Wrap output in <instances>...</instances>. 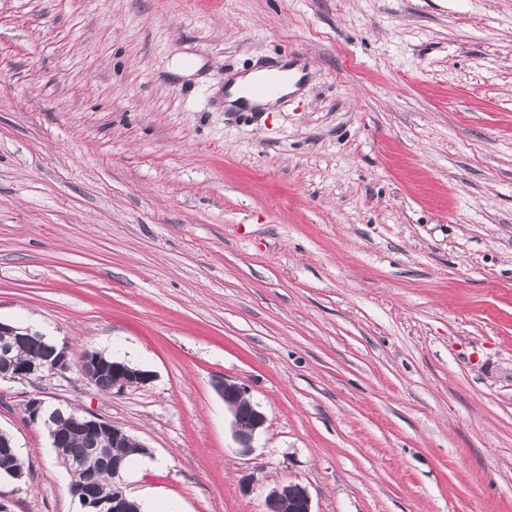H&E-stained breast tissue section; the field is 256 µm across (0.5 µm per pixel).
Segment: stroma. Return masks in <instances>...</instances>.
<instances>
[{"mask_svg":"<svg viewBox=\"0 0 512 512\" xmlns=\"http://www.w3.org/2000/svg\"><path fill=\"white\" fill-rule=\"evenodd\" d=\"M284 56L296 91L228 107ZM0 321L152 375L0 383L12 512H82L36 394L179 512H512V0H0ZM101 358L102 355L97 352L87 353L79 369L85 380L98 388L100 385L103 392L111 391L112 394L122 393L129 387L144 385L152 379L150 373L136 368L125 361H114L112 358V377L109 371H104L100 375L98 383L96 370ZM214 387L231 411L232 437L238 452L248 454L266 424L264 411L251 399L247 386L224 378L216 380ZM28 408H29V414L30 418L29 421L31 423H38L42 421L45 426L48 429L49 438L51 440L52 447L55 448L58 439L56 433L52 430L50 427L49 421L51 418H53L56 415L62 414L64 411H67V409H64L62 407H48L45 400L39 398V397H33L28 401ZM265 512H312L310 494L298 483L277 485L266 495Z\"/></svg>","mask_w":512,"mask_h":512,"instance_id":"1","label":"stroma"}]
</instances>
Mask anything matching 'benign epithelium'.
I'll use <instances>...</instances> for the list:
<instances>
[{
    "label": "benign epithelium",
    "instance_id": "7a95c632",
    "mask_svg": "<svg viewBox=\"0 0 512 512\" xmlns=\"http://www.w3.org/2000/svg\"><path fill=\"white\" fill-rule=\"evenodd\" d=\"M11 337V343L0 347V380L24 381L45 374L63 375L71 369L70 348L67 343L52 344L54 362L47 364L40 359L19 360L13 355V348L27 343L33 333L30 328L3 323L0 321V337ZM102 358L97 352L86 354L80 364V372L85 380L98 385L96 370ZM152 375L136 368L125 361L112 362V385L110 391L121 393L129 387L144 385ZM215 390L224 400L232 414V437L238 452L247 454L253 448L256 436L266 424V415L261 406L251 399L248 388L227 378L215 381ZM32 423L49 424L51 418L64 412L62 407H49L45 400L33 397L28 401ZM71 426L78 432L95 433L103 428L112 429V447L133 445L137 453L150 454V449L123 428L112 424L96 415L79 412L69 417ZM106 454L100 448H87L71 470L72 482L79 495V502L91 512H137L138 504L126 493L123 473L127 469L124 457H112V477L118 479L117 488L112 498L92 500L84 493L86 480L95 476L97 460ZM265 512H312L311 498L307 488L298 483L280 484L271 488L265 498Z\"/></svg>",
    "mask_w": 512,
    "mask_h": 512
}]
</instances>
